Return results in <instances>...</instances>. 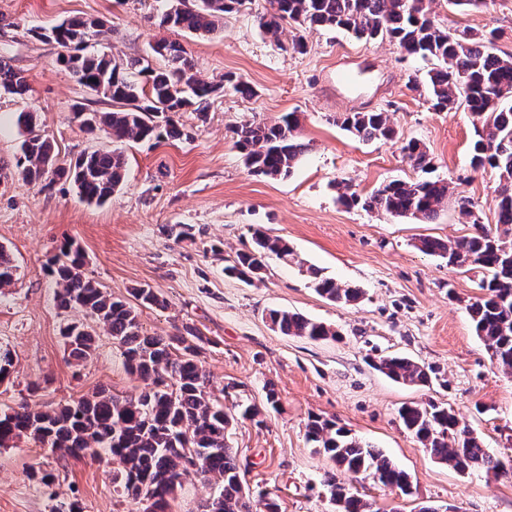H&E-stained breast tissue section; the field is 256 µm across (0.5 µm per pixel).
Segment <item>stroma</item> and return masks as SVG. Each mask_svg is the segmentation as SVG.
I'll return each instance as SVG.
<instances>
[{"instance_id": "stroma-1", "label": "stroma", "mask_w": 512, "mask_h": 512, "mask_svg": "<svg viewBox=\"0 0 512 512\" xmlns=\"http://www.w3.org/2000/svg\"><path fill=\"white\" fill-rule=\"evenodd\" d=\"M268 0H250L225 16L221 32L201 37L159 28V0H0V57L23 71L27 101L0 95V159L12 160L21 141L16 114L36 110L38 123L60 162L96 149H122L123 186L104 204L80 198L75 186L31 184L15 169L0 170V245L10 252L16 279L0 291V348L14 360L9 383L0 386V410L29 402L57 407L105 390L125 395L142 389L129 375L119 347L102 324L84 313L62 312L44 267L59 244L70 240L85 252L84 272L113 297L131 300L133 289L151 286L167 308L139 311L148 336H171L195 328L207 339L200 356L213 395L235 412L241 399L262 400L274 386L278 409L263 423L239 421L228 429L252 496L273 493L279 512H336L323 484L332 463L305 438L310 417L336 421L360 440L381 449L405 470L410 495L364 481L362 491L381 512H512V471L462 475L436 462L401 425L398 410L410 403H442L480 436L485 448L512 459V374L491 358L476 335L466 306L479 295L480 273L448 266L416 247L420 237L455 241L474 228L459 211L460 198L476 206L481 223L497 222L492 199L495 172L469 166L475 138L469 112H438L411 78L428 62L404 57L390 40L365 43L344 32L260 27ZM430 9L446 28L494 32V48L512 54V0L488 11L467 10L448 0ZM68 17L101 21L108 37L99 48L128 60L146 54L150 42H179L206 78L232 75L254 95L225 91L206 114L178 113L186 138L155 145L115 144L83 131L73 105L95 97L56 61L57 49L25 35ZM304 49H294L295 41ZM369 61L360 91L351 98L336 84L337 72ZM387 113L398 136L363 141L344 129L346 112ZM297 113L309 145L286 177L248 172L229 129L252 121L272 123ZM417 139L432 165H409L402 145ZM431 177L450 182L448 199L429 224L388 219L337 200L340 185L370 193L393 179ZM187 225L191 237L179 240ZM293 247L297 263L272 258L262 280L247 284L225 275V266L249 246L255 228ZM361 289L359 300L340 305L318 295L305 272ZM282 308L331 325L337 338L318 342L274 331L266 314ZM79 322L95 337V352L82 365L69 358L61 330ZM402 355L430 368L426 387L403 384L380 372V358ZM40 383L30 395V383ZM54 473L52 486L32 469ZM78 501L83 512H138L137 504L112 490L111 467L87 458H63L20 437L0 447V512H51L55 500Z\"/></svg>"}]
</instances>
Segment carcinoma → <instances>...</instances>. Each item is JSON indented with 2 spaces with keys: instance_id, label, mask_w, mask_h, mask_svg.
<instances>
[{
  "instance_id": "1",
  "label": "carcinoma",
  "mask_w": 512,
  "mask_h": 512,
  "mask_svg": "<svg viewBox=\"0 0 512 512\" xmlns=\"http://www.w3.org/2000/svg\"><path fill=\"white\" fill-rule=\"evenodd\" d=\"M158 26L200 36L213 35L224 15L238 11L243 0H162ZM271 9L259 23L276 33L285 25L300 28L342 30L359 41L389 38L407 55L433 62L414 84H426L432 107L440 112L465 106L477 118V140L473 170L487 166L499 175L495 198L497 224L479 223L474 204L463 199L461 215L471 219L475 233L453 243L423 238L418 249L482 273V295L468 305V314L478 336L486 342L498 365L512 373V54L493 53L494 32L451 31L437 25L426 0H270ZM101 35V24L73 17L46 29L30 27L26 34L61 49L57 61L75 81L93 95L109 102L107 111L73 112L88 133L103 132L116 141L142 142L162 138L189 137L175 120L188 108L203 115L211 99L224 93V84L242 95L253 89L239 79L214 82L195 70L180 43L162 38L149 43L151 54L163 62L152 67L149 60L117 61L105 53L87 51V33ZM22 97L28 84L22 72L0 58V93ZM22 140L14 156L16 171L30 183L65 179L73 183L87 202L108 200L124 181L126 159L121 151L84 153L69 164H61L51 142L41 133L37 113L17 116ZM342 126L365 141H388L397 136L383 112H349ZM295 113L282 115L274 123L252 122L234 129L235 146L248 171L270 179L293 172L308 150L298 132ZM404 153L410 164L422 171L431 166L426 150L408 141ZM448 198L442 180H394L366 197L344 192L340 201L348 207L393 218L413 217L432 222ZM273 255L288 262L294 251L287 241L253 232L251 249L236 254L225 268L231 276L250 283ZM85 256L72 242H64L46 267L55 283L54 299L62 311L82 310L107 328L121 349L126 371L144 382L138 393L118 396L100 391L52 410H37L22 404L0 413V446L22 435L41 448L61 457H89L98 462L112 459L114 491L140 504L149 512L151 499L161 504L159 512H170L171 501L182 479L193 475L219 484L216 495L203 501L198 512H253L249 489L229 447L227 433L234 417L224 404L207 391V377L200 355L205 339L198 330L187 336H148L141 330L137 307H162L164 301L151 287L135 289L138 306L112 297L82 268ZM315 290L327 299L348 304L358 299L357 288H343L315 268L307 269ZM16 266L0 246V290L10 287ZM272 327L287 336L325 340L336 336L331 326L286 309H271ZM63 336L70 355L83 362L93 353V338L77 322L66 324ZM377 368L396 382L426 385L431 376L425 367L403 356H386ZM405 430L440 463L461 473L483 469L495 474L503 462L483 447L481 439L459 425L448 408L428 403L405 405L399 410ZM306 438L334 468L351 480L371 479L375 484L406 493L408 474L380 449L352 437L332 420L313 417L306 424ZM324 486L336 512H380L355 486L325 475Z\"/></svg>"
}]
</instances>
